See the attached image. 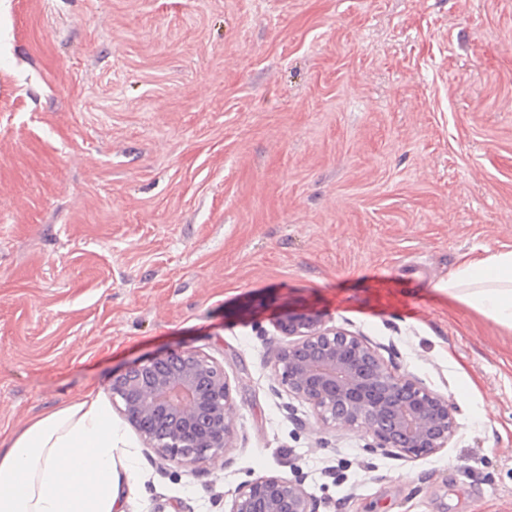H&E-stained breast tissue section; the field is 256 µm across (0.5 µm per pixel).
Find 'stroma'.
<instances>
[{"instance_id": "stroma-1", "label": "stroma", "mask_w": 512, "mask_h": 512, "mask_svg": "<svg viewBox=\"0 0 512 512\" xmlns=\"http://www.w3.org/2000/svg\"><path fill=\"white\" fill-rule=\"evenodd\" d=\"M512 250V0H0V439L128 364L223 366L215 462L136 463L126 512H512V331L436 292ZM460 412L447 448L324 429L268 359L287 308ZM318 512L317 501L293 478L263 475L239 486L229 512Z\"/></svg>"}]
</instances>
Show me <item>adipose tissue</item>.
I'll return each instance as SVG.
<instances>
[{"instance_id": "1", "label": "adipose tissue", "mask_w": 512, "mask_h": 512, "mask_svg": "<svg viewBox=\"0 0 512 512\" xmlns=\"http://www.w3.org/2000/svg\"><path fill=\"white\" fill-rule=\"evenodd\" d=\"M437 291L512 329V250L460 262ZM119 428L87 394L0 441V512H125Z\"/></svg>"}]
</instances>
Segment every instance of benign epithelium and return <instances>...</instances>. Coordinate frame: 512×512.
Listing matches in <instances>:
<instances>
[{
    "label": "benign epithelium",
    "instance_id": "obj_1",
    "mask_svg": "<svg viewBox=\"0 0 512 512\" xmlns=\"http://www.w3.org/2000/svg\"><path fill=\"white\" fill-rule=\"evenodd\" d=\"M286 343L269 358L288 393L323 428L357 429L373 448L415 457L448 446L458 407L412 375H397L365 337L329 326L310 309L276 322ZM112 403L146 448L174 465L214 461L232 447L234 402L224 368L194 351L135 362L112 377ZM318 512L293 478L259 476L234 493L230 512Z\"/></svg>",
    "mask_w": 512,
    "mask_h": 512
}]
</instances>
